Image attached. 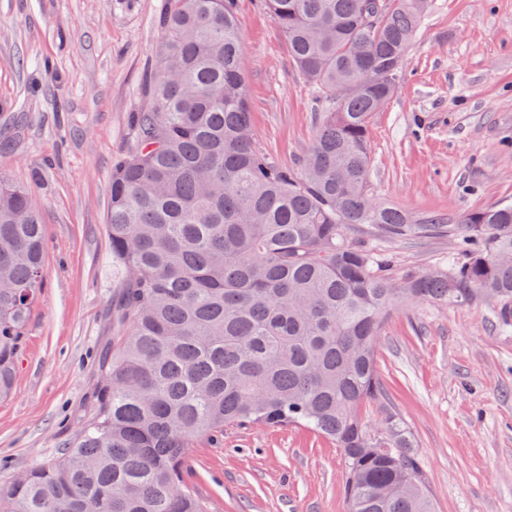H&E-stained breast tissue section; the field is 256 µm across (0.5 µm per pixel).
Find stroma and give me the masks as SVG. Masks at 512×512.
Listing matches in <instances>:
<instances>
[{
  "instance_id": "stroma-1",
  "label": "stroma",
  "mask_w": 512,
  "mask_h": 512,
  "mask_svg": "<svg viewBox=\"0 0 512 512\" xmlns=\"http://www.w3.org/2000/svg\"><path fill=\"white\" fill-rule=\"evenodd\" d=\"M165 0H0V178L40 213L46 279L25 330L15 385L0 401V483L60 456L85 421L120 274L104 223L112 161L133 149L131 112ZM258 148L294 166L321 105L262 0H236ZM368 192L412 215L448 218L512 198V0H432L404 78L370 132ZM353 242L391 274L443 268L445 237ZM376 369L387 396L372 432L398 415L414 436L435 512H512V327L498 302L395 307ZM188 480L210 512H347L334 443L301 427H238L199 440Z\"/></svg>"
}]
</instances>
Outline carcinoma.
<instances>
[{
    "label": "carcinoma",
    "mask_w": 512,
    "mask_h": 512,
    "mask_svg": "<svg viewBox=\"0 0 512 512\" xmlns=\"http://www.w3.org/2000/svg\"><path fill=\"white\" fill-rule=\"evenodd\" d=\"M322 104L315 141L287 168L253 140L234 0H167L134 113L132 155L112 165L106 232L128 334L102 358L90 417L61 456L0 484V512H208L186 479L200 437L301 426L340 448L350 512H433L414 440L363 407L402 300L496 299L512 319V200L455 223L367 192L369 134L400 83L430 0H264ZM452 236L447 270L388 275L350 241ZM45 279L41 216L0 180V399Z\"/></svg>",
    "instance_id": "obj_1"
}]
</instances>
